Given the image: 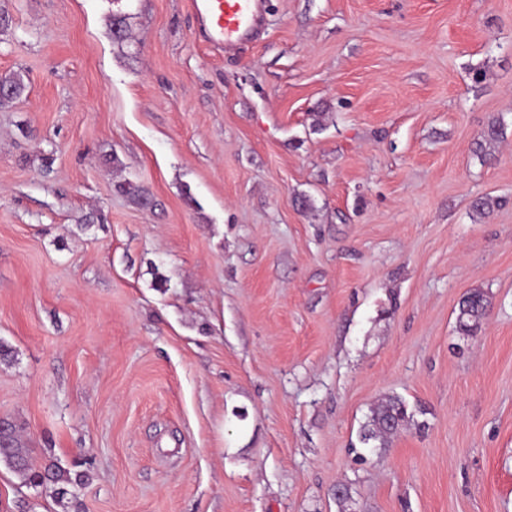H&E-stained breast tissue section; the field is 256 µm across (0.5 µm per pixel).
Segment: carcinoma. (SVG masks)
<instances>
[{"instance_id": "cac0c4a2", "label": "carcinoma", "mask_w": 512, "mask_h": 512, "mask_svg": "<svg viewBox=\"0 0 512 512\" xmlns=\"http://www.w3.org/2000/svg\"><path fill=\"white\" fill-rule=\"evenodd\" d=\"M503 130V119L497 118L490 122L477 143L479 154H488V149L499 141ZM115 188L136 205L148 204L147 190L136 183L125 180L117 183ZM488 307L489 300L482 289L470 290L459 304L456 316L458 333L463 336L476 335L487 316ZM405 421V404L398 398H388L371 409L367 421L361 426L360 439L365 444L383 441ZM10 429V435L0 445V464L5 465L29 487L37 489L48 484L53 485L57 505L63 512H69L84 485V475L70 474L57 460H51L41 468L34 467L30 459V449L19 443L15 425H10Z\"/></svg>"}]
</instances>
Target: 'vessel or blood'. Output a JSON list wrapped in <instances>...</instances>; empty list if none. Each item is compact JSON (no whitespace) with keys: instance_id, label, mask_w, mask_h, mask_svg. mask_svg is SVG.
Instances as JSON below:
<instances>
[{"instance_id":"b4317fda","label":"vessel or blood","mask_w":512,"mask_h":512,"mask_svg":"<svg viewBox=\"0 0 512 512\" xmlns=\"http://www.w3.org/2000/svg\"><path fill=\"white\" fill-rule=\"evenodd\" d=\"M205 40L231 50L251 41L262 21L263 0H190Z\"/></svg>"}]
</instances>
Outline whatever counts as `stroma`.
Instances as JSON below:
<instances>
[{
    "mask_svg": "<svg viewBox=\"0 0 512 512\" xmlns=\"http://www.w3.org/2000/svg\"><path fill=\"white\" fill-rule=\"evenodd\" d=\"M0 14V419L79 512H512V0ZM0 512L58 508L0 465ZM263 1L190 0V7L205 40L231 50L255 37L262 21ZM489 300L480 288L471 289L459 304L457 331L463 336L476 335L488 312ZM407 421L405 404L398 398H388L371 409L367 421L361 426L360 439L364 444L382 441Z\"/></svg>",
    "mask_w": 512,
    "mask_h": 512,
    "instance_id": "35a3bbf8",
    "label": "stroma"
}]
</instances>
